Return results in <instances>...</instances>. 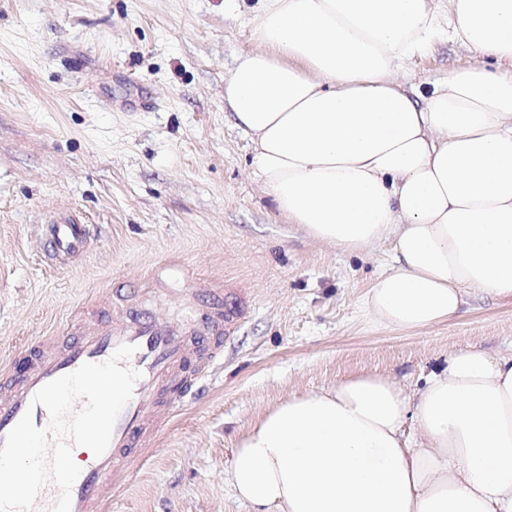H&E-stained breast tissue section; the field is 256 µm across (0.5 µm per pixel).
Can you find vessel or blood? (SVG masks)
I'll return each instance as SVG.
<instances>
[{
	"label": "vessel or blood",
	"mask_w": 512,
	"mask_h": 512,
	"mask_svg": "<svg viewBox=\"0 0 512 512\" xmlns=\"http://www.w3.org/2000/svg\"><path fill=\"white\" fill-rule=\"evenodd\" d=\"M45 235L58 259H74L89 246L88 227L75 216L49 222ZM243 309L240 295L230 288L209 290L176 327L134 312L121 295L112 303V327L83 312L60 335L33 343L23 372L0 369V444L24 414H31L36 427L49 425L48 411L31 403L43 385L83 363L108 360L120 345H133L127 365L141 377L115 422L107 450L99 457L84 447L73 451L81 474L72 488L71 512H112L114 493L142 466L154 434L173 412L166 388L176 381L182 391L191 389L196 377L221 358L219 341L234 331Z\"/></svg>",
	"instance_id": "obj_1"
}]
</instances>
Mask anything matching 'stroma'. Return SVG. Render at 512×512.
Segmentation results:
<instances>
[{
  "label": "stroma",
  "mask_w": 512,
  "mask_h": 512,
  "mask_svg": "<svg viewBox=\"0 0 512 512\" xmlns=\"http://www.w3.org/2000/svg\"><path fill=\"white\" fill-rule=\"evenodd\" d=\"M260 0H0V365L82 302L134 292L180 322L192 281L234 283L248 311L178 401L112 512H250L230 484L241 439L289 397L363 373L417 389L449 351L512 353V298L471 295L423 330L365 310L391 245L358 254L281 216L224 109ZM475 54L440 39L399 80L427 89ZM79 215L89 251L51 261L49 219Z\"/></svg>",
  "instance_id": "35a3bbf8"
}]
</instances>
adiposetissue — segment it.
I'll list each match as a JSON object with an SVG mask.
<instances>
[{"label":"adipose tissue","mask_w":512,"mask_h":512,"mask_svg":"<svg viewBox=\"0 0 512 512\" xmlns=\"http://www.w3.org/2000/svg\"><path fill=\"white\" fill-rule=\"evenodd\" d=\"M264 0L224 83L289 223L359 253L391 242L366 306L422 330L512 297V0ZM451 35L476 62L408 92L394 73ZM253 512H512V354L449 352L415 393L367 374L282 402L235 450Z\"/></svg>","instance_id":"1"}]
</instances>
